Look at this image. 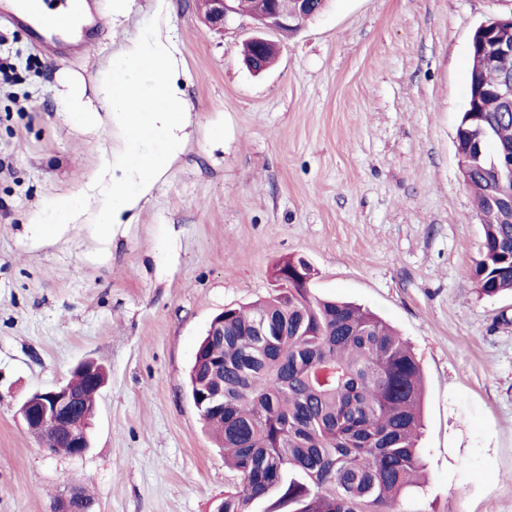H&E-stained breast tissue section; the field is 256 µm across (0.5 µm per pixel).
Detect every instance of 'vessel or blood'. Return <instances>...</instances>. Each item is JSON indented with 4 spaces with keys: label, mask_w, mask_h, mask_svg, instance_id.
<instances>
[{
    "label": "vessel or blood",
    "mask_w": 512,
    "mask_h": 512,
    "mask_svg": "<svg viewBox=\"0 0 512 512\" xmlns=\"http://www.w3.org/2000/svg\"><path fill=\"white\" fill-rule=\"evenodd\" d=\"M74 6V0H0V22L28 28L38 37L54 23L73 24Z\"/></svg>",
    "instance_id": "b4317fda"
}]
</instances>
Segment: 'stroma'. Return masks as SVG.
Instances as JSON below:
<instances>
[{
  "mask_svg": "<svg viewBox=\"0 0 512 512\" xmlns=\"http://www.w3.org/2000/svg\"><path fill=\"white\" fill-rule=\"evenodd\" d=\"M92 4L97 34L47 49L0 26L16 64L0 89V512H53L73 485L95 512H213L227 471L188 396L196 347L297 256L315 295L369 309L418 357L428 512H512V295L477 288L483 229L455 147L473 32L512 0H328L297 33L271 34L278 54L259 75L241 54L250 28L210 29L201 0H131L119 16ZM155 17L186 137L101 243L89 186L124 141L106 118L72 117L61 82L95 97ZM78 194L75 223L31 230ZM88 359L108 375L91 446L47 453L18 409Z\"/></svg>",
  "mask_w": 512,
  "mask_h": 512,
  "instance_id": "1",
  "label": "stroma"
}]
</instances>
